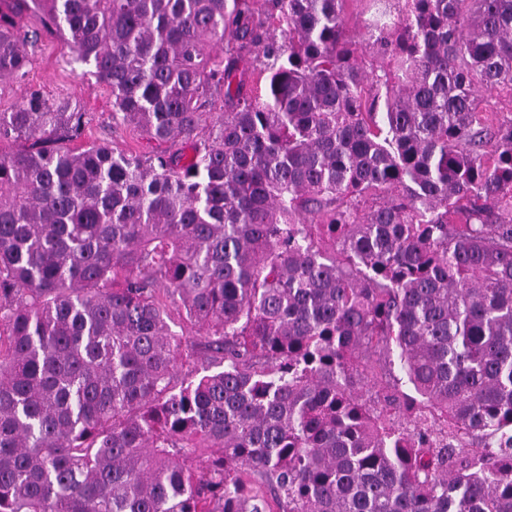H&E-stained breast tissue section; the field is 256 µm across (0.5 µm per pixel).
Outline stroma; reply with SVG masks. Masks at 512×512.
<instances>
[{"label": "stroma", "mask_w": 512, "mask_h": 512, "mask_svg": "<svg viewBox=\"0 0 512 512\" xmlns=\"http://www.w3.org/2000/svg\"><path fill=\"white\" fill-rule=\"evenodd\" d=\"M0 12L13 16L23 28L38 31L40 41L30 51L31 66L24 81H0V112L21 106L31 90H40L50 100L68 101L81 112L84 130L73 148L94 143L109 144L115 150L150 152L153 143L140 129L112 121V95L89 66L76 61L61 33L41 11L23 7L21 0H0Z\"/></svg>", "instance_id": "stroma-1"}]
</instances>
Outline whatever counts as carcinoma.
Here are the masks:
<instances>
[{
    "mask_svg": "<svg viewBox=\"0 0 512 512\" xmlns=\"http://www.w3.org/2000/svg\"><path fill=\"white\" fill-rule=\"evenodd\" d=\"M41 2L155 148L0 112V512H512V0ZM368 3L366 1H350L347 5V26L349 30L355 32L359 37L364 34V23L370 16Z\"/></svg>",
    "mask_w": 512,
    "mask_h": 512,
    "instance_id": "carcinoma-1",
    "label": "carcinoma"
}]
</instances>
